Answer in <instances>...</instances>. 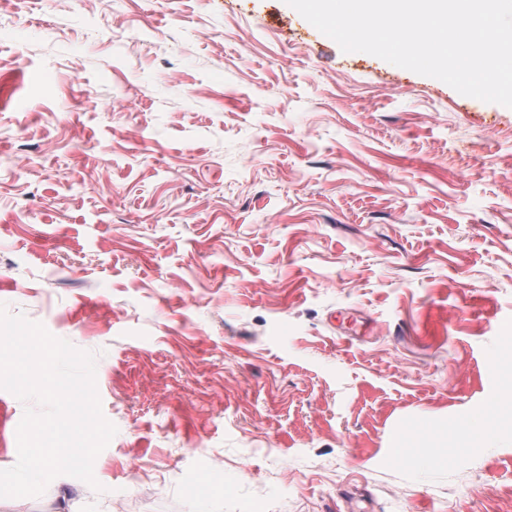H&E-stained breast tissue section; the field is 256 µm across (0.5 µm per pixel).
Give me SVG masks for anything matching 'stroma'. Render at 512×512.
Here are the masks:
<instances>
[{
	"label": "stroma",
	"instance_id": "stroma-1",
	"mask_svg": "<svg viewBox=\"0 0 512 512\" xmlns=\"http://www.w3.org/2000/svg\"><path fill=\"white\" fill-rule=\"evenodd\" d=\"M113 4L0 9V304L118 429L33 512H512V108L285 0Z\"/></svg>",
	"mask_w": 512,
	"mask_h": 512
}]
</instances>
